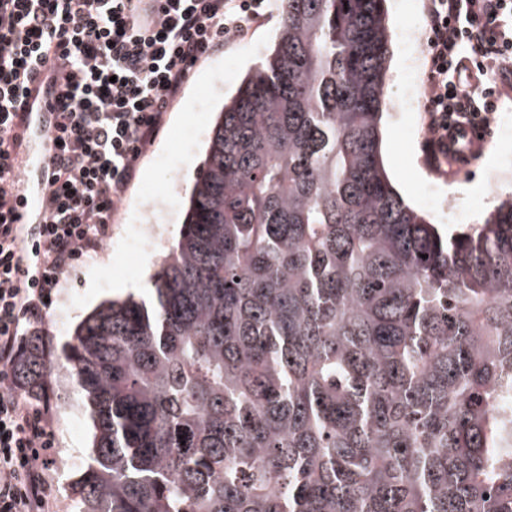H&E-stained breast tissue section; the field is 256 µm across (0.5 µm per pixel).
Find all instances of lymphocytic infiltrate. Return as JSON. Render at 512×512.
<instances>
[{"mask_svg": "<svg viewBox=\"0 0 512 512\" xmlns=\"http://www.w3.org/2000/svg\"><path fill=\"white\" fill-rule=\"evenodd\" d=\"M270 14L271 0H0V512H56L53 419L14 376L25 327L101 249L192 70ZM425 17L435 162L450 121L490 122L495 97L512 90V0H426ZM39 73L56 100L30 255L10 190Z\"/></svg>", "mask_w": 512, "mask_h": 512, "instance_id": "1", "label": "lymphocytic infiltrate"}]
</instances>
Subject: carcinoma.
<instances>
[{"instance_id":"obj_1","label":"carcinoma","mask_w":512,"mask_h":512,"mask_svg":"<svg viewBox=\"0 0 512 512\" xmlns=\"http://www.w3.org/2000/svg\"><path fill=\"white\" fill-rule=\"evenodd\" d=\"M385 2L287 0L150 301L76 327L81 512H512V199L448 238L395 190Z\"/></svg>"}]
</instances>
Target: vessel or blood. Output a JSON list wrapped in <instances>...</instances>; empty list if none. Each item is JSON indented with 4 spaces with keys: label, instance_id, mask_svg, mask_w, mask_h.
<instances>
[{
    "label": "vessel or blood",
    "instance_id": "b4317fda",
    "mask_svg": "<svg viewBox=\"0 0 512 512\" xmlns=\"http://www.w3.org/2000/svg\"><path fill=\"white\" fill-rule=\"evenodd\" d=\"M53 102V96L39 95L36 106L26 113L23 122L27 141L36 142L37 147L33 150H22L19 181L12 189L14 213L17 223L20 224L28 223L41 205L45 176L43 156L52 123L50 107ZM486 141L485 130L469 124L449 130V164L456 170L465 167L474 156L485 149Z\"/></svg>",
    "mask_w": 512,
    "mask_h": 512
}]
</instances>
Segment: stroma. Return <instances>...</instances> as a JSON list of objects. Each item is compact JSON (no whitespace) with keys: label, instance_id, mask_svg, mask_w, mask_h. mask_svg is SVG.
Wrapping results in <instances>:
<instances>
[{"label":"stroma","instance_id":"stroma-1","mask_svg":"<svg viewBox=\"0 0 512 512\" xmlns=\"http://www.w3.org/2000/svg\"><path fill=\"white\" fill-rule=\"evenodd\" d=\"M386 10L390 52L386 93L393 101L411 98L412 104L385 116V168L406 202L443 232L452 235L479 228L490 214L484 205L487 198L512 197V143L502 137L503 131L512 132V98L502 99L488 147L467 170H451L444 160L431 163L425 152L424 101L415 93L418 81L428 77L424 0H387ZM283 19V12L275 11L273 18L195 68L180 102L168 112L164 129L145 152L109 239L100 250L82 256L36 328L51 369L30 402L33 408L49 409L54 420L57 451L50 474L59 512H79L72 485L89 459L93 440L90 404L58 368L63 351L76 325L96 306L145 293L149 272L178 238L185 192L204 158L207 127L213 126L245 74L266 56ZM430 187L441 198H452L462 218L451 219L438 204L428 202ZM140 224L155 225L156 238L151 248L136 255L130 241Z\"/></svg>","mask_w":512,"mask_h":512}]
</instances>
